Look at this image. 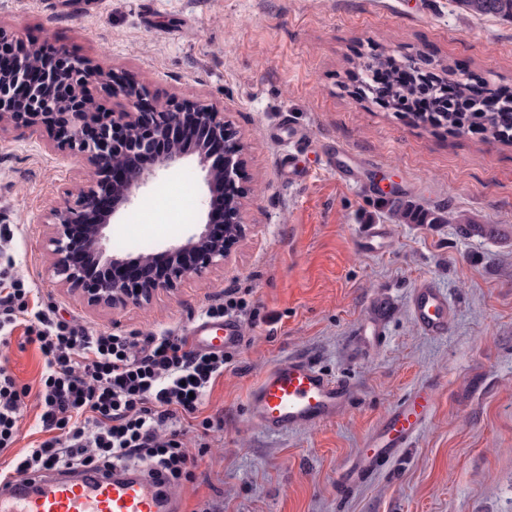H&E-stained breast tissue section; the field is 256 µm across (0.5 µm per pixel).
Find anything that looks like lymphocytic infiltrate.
I'll return each instance as SVG.
<instances>
[{
    "label": "lymphocytic infiltrate",
    "instance_id": "obj_1",
    "mask_svg": "<svg viewBox=\"0 0 512 512\" xmlns=\"http://www.w3.org/2000/svg\"><path fill=\"white\" fill-rule=\"evenodd\" d=\"M14 263H0V342L23 328L43 359L38 391L0 366V451L13 447L30 393L39 397L40 440L13 459L17 474L47 466L140 465L176 487L190 481L186 428L230 358L173 333H92L53 308L32 307Z\"/></svg>",
    "mask_w": 512,
    "mask_h": 512
}]
</instances>
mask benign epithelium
Segmentation results:
<instances>
[{"label":"benign epithelium","instance_id":"benign-epithelium-1","mask_svg":"<svg viewBox=\"0 0 512 512\" xmlns=\"http://www.w3.org/2000/svg\"><path fill=\"white\" fill-rule=\"evenodd\" d=\"M35 51L31 47L12 54L8 68L0 70V132L9 126L36 128L53 118L58 122L53 150L92 170L93 180L86 190L73 201L65 198L57 202L48 213L52 266L64 286L80 293L91 306L142 305L160 291L176 290L187 273L201 274L223 263L246 233L240 221V199L246 194L243 143L228 128L224 113L205 103L189 108L172 104L141 112L143 90L120 80L115 72L64 48L57 52L67 60V66L36 65L31 62ZM59 82L70 85L72 100L65 102L51 95L52 86ZM107 83L112 84V96L120 100L122 109L103 119L91 106L92 87ZM17 86L25 89L21 100L13 93ZM212 140L225 142V154L216 163L210 162ZM159 141L167 142L170 148L157 156L151 167L134 168L121 182L112 179L114 170L128 168L134 155L148 152ZM191 155L200 159L210 196L224 193L226 187L234 191L226 208L224 238L216 239L211 224H203L162 253L166 271L152 281H116L92 274L102 260L114 265L126 263L106 255L105 229L112 217L133 202L155 170L167 169Z\"/></svg>","mask_w":512,"mask_h":512}]
</instances>
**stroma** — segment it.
Listing matches in <instances>:
<instances>
[{"mask_svg":"<svg viewBox=\"0 0 512 512\" xmlns=\"http://www.w3.org/2000/svg\"><path fill=\"white\" fill-rule=\"evenodd\" d=\"M0 0V26L64 45L145 87L150 103L202 101L223 110L245 145L249 231L224 264L187 277L147 304L92 306L61 285L47 245L52 204L89 184L85 166L53 152L49 130L0 133V225L16 229V270L87 330L181 331L225 291L243 343L207 392L218 418L206 440L188 431L195 481L176 487L187 512H512V144L473 132L414 126L363 95L356 77L383 54L448 82L512 90V21L479 17L457 0ZM344 147L362 180L331 169ZM473 224H400L370 183ZM195 157L158 171L109 224L110 255H158L205 223ZM388 225L391 248L357 249L359 225ZM422 279L448 295L447 336L420 334L407 305ZM393 313L370 356L350 344L374 299ZM301 356L351 379L355 404L320 426L268 434L246 399L264 371ZM37 386L43 360L15 330L0 365ZM437 395L433 416L398 459L356 488L337 485L382 413L416 386Z\"/></svg>","mask_w":512,"mask_h":512,"instance_id":"stroma-1","label":"stroma"}]
</instances>
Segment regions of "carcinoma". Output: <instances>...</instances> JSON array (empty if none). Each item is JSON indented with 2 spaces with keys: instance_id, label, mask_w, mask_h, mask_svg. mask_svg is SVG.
Returning <instances> with one entry per match:
<instances>
[{
  "instance_id": "1",
  "label": "carcinoma",
  "mask_w": 512,
  "mask_h": 512,
  "mask_svg": "<svg viewBox=\"0 0 512 512\" xmlns=\"http://www.w3.org/2000/svg\"><path fill=\"white\" fill-rule=\"evenodd\" d=\"M466 11L477 16L512 20V0H457ZM418 94V83L410 81L393 85L385 96V104L393 109L399 102L411 100ZM410 119L424 126L444 128L450 133H461L474 128L488 136L512 142V112H483L470 98L467 87L457 86L448 98L446 112H413ZM393 218L403 224H466L468 220L453 212L439 213L402 199L389 202Z\"/></svg>"
}]
</instances>
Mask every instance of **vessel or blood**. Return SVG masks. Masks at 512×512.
I'll return each instance as SVG.
<instances>
[{
  "instance_id": "1",
  "label": "vessel or blood",
  "mask_w": 512,
  "mask_h": 512,
  "mask_svg": "<svg viewBox=\"0 0 512 512\" xmlns=\"http://www.w3.org/2000/svg\"><path fill=\"white\" fill-rule=\"evenodd\" d=\"M387 225H362L358 249L380 253L389 247ZM415 326L425 335H447L453 316L447 294L430 280L419 281L408 297ZM392 306L376 298L369 320L361 323L353 338L356 351L369 353L385 340V324ZM198 348L235 352L243 336L232 318L199 319L185 329ZM356 399L353 384L330 376L301 357H290L267 369L251 389L246 412L251 423L269 434L311 428L342 415ZM436 404L433 389L421 385L386 410L366 435L362 451L341 471L338 482L349 490L376 472L414 443L431 418ZM0 512H185L181 499L167 485L143 469L117 466L109 470L57 468L35 476L21 475L0 482Z\"/></svg>"
}]
</instances>
